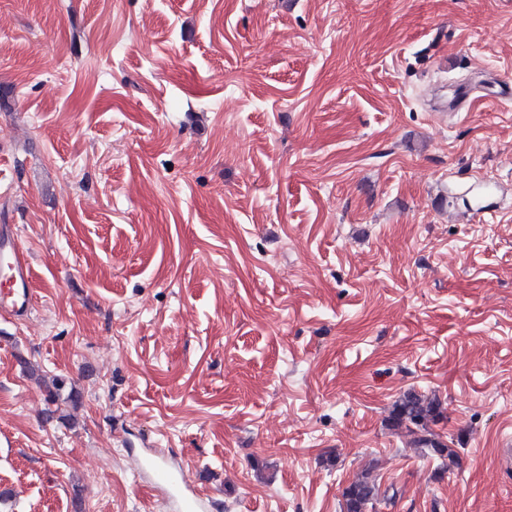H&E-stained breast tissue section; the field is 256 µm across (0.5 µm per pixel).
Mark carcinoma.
<instances>
[{
  "label": "carcinoma",
  "instance_id": "1",
  "mask_svg": "<svg viewBox=\"0 0 512 512\" xmlns=\"http://www.w3.org/2000/svg\"><path fill=\"white\" fill-rule=\"evenodd\" d=\"M443 419L440 403L416 393L408 394L395 406L391 414V425L403 430L419 448H427L435 455L453 464L457 453L440 440L431 425ZM343 512H367L369 504L378 498V486L370 471L363 472L344 492Z\"/></svg>",
  "mask_w": 512,
  "mask_h": 512
}]
</instances>
